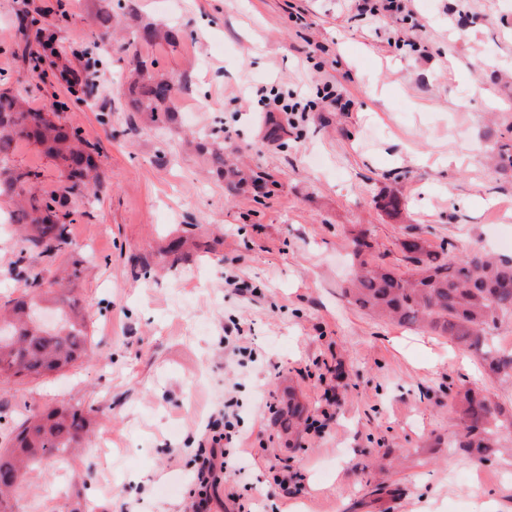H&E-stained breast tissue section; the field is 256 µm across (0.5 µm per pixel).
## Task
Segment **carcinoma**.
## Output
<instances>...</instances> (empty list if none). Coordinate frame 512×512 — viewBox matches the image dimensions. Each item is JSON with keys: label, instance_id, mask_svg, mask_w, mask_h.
Returning a JSON list of instances; mask_svg holds the SVG:
<instances>
[{"label": "carcinoma", "instance_id": "cac0c4a2", "mask_svg": "<svg viewBox=\"0 0 512 512\" xmlns=\"http://www.w3.org/2000/svg\"><path fill=\"white\" fill-rule=\"evenodd\" d=\"M146 42H164L175 48L182 33L175 28L144 26L134 36ZM153 64L135 57L131 106L147 122L167 124L172 105L184 88L179 77L158 75ZM67 104L53 100L45 110L31 108L19 93L0 89V196L15 201L10 223L21 230L23 250L49 262L72 248L69 227L79 211L70 196L83 186L99 184L97 167L79 130L54 121L50 112H64ZM21 140L41 145L67 168L68 183L38 194L32 185L38 174L19 171L13 164ZM197 147L209 153L215 173L224 176V149L202 139ZM497 163L512 168V136L498 144ZM354 270L347 292L359 307L374 316L410 329L446 336L459 349L473 354L486 376L512 385V349L502 347L491 334L497 324L512 322V254L484 251L481 259L471 250L457 258L433 249L429 241L410 234L399 247L407 269L393 268L363 257L373 248L366 234L353 238ZM59 280L46 281L37 273L16 280L17 297L0 305V380L13 377H49L76 362L87 351L85 316L68 300L52 296ZM448 409L456 414L459 431L451 448L486 460L493 448L512 438V407L496 401L485 389L462 386L448 394ZM90 431L83 410L64 403L33 415L10 432L9 445L0 448V492L20 489L24 467L54 458L77 447Z\"/></svg>", "mask_w": 512, "mask_h": 512}]
</instances>
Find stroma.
<instances>
[{"mask_svg": "<svg viewBox=\"0 0 512 512\" xmlns=\"http://www.w3.org/2000/svg\"><path fill=\"white\" fill-rule=\"evenodd\" d=\"M57 1L72 16L53 31L57 64L81 69L96 45L91 93L42 82L22 60L43 51L23 15ZM103 3L0 0V86L36 109L68 102L102 181L76 201L73 247L53 264L0 223V299L23 268L49 279L78 267L72 296L91 336L73 367L0 381V446L31 413L90 412L86 441L28 470L18 512H181L198 442L230 396L251 464L226 473L224 490L256 512H512V445L483 462L449 448L458 420L445 405L452 385L504 404L512 386L447 337L375 319L344 294L358 231L398 269L409 233L453 256L512 237V169L491 160L512 126V0H412L365 23L347 0H130L119 35L96 24ZM147 24L180 29L182 44L128 48ZM137 55L186 81L167 126L131 109ZM328 82L342 104L318 102L267 140L255 88L316 99ZM190 133L238 150L265 188L230 187L185 146ZM14 161L39 187L64 181L33 144L19 142ZM392 192L397 217L378 205ZM232 318L257 362L225 346ZM292 397L323 431L289 433Z\"/></svg>", "mask_w": 512, "mask_h": 512, "instance_id": "1", "label": "stroma"}]
</instances>
